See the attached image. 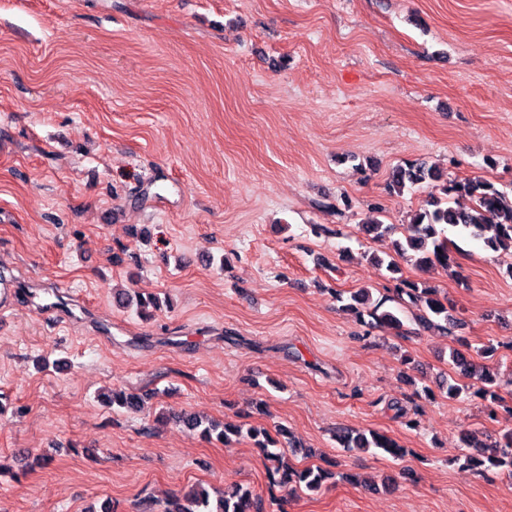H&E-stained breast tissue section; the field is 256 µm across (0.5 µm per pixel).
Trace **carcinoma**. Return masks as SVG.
I'll list each match as a JSON object with an SVG mask.
<instances>
[{"label": "carcinoma", "instance_id": "carcinoma-1", "mask_svg": "<svg viewBox=\"0 0 512 512\" xmlns=\"http://www.w3.org/2000/svg\"><path fill=\"white\" fill-rule=\"evenodd\" d=\"M427 188L426 204L411 211L403 227L386 224L382 220L383 209L377 204L370 207L371 217L361 226V232L374 240H383L401 233L391 241L392 252L387 257L372 255L371 261L389 273L393 283L390 292L398 309L385 307L386 300L372 301L371 293L362 289L349 296L344 309L352 313L360 325L372 328L384 325L398 330L402 327L400 314L414 315L425 329L437 328L445 333L462 326L455 309L439 297L440 290L431 285H419L399 276L398 259L413 262L428 271L435 267L447 269L454 258L448 249L450 237L481 240L494 252L512 254V196L494 184L473 177L464 181L448 179V174L436 165L425 161H412L391 169L384 190L389 195L401 196L420 188ZM467 197L470 203L463 206L459 198ZM492 375L469 352L451 347L448 352V377L437 384L440 392L450 399L476 390L479 396L491 395ZM148 394L124 389H114L104 396V401L127 412H137ZM178 422L187 430L197 432L208 441L224 446L233 439L247 436L262 455L269 486L289 488L295 492H318L336 477V472L318 464L299 467L289 460L291 454L314 455L311 448L297 442L288 430L278 426L276 435L265 428L242 426L224 422L204 424L201 417L192 413L178 416ZM336 442L343 448L367 451L371 448L394 458L404 456V449L385 434L366 433L351 428H338ZM466 452L455 457L461 467L480 473L498 470L512 477V432L503 441L482 443L474 434L465 431L461 435ZM160 512H265L262 499L244 484L224 487L218 495L211 496L202 486H194L182 494L169 498Z\"/></svg>", "mask_w": 512, "mask_h": 512}]
</instances>
